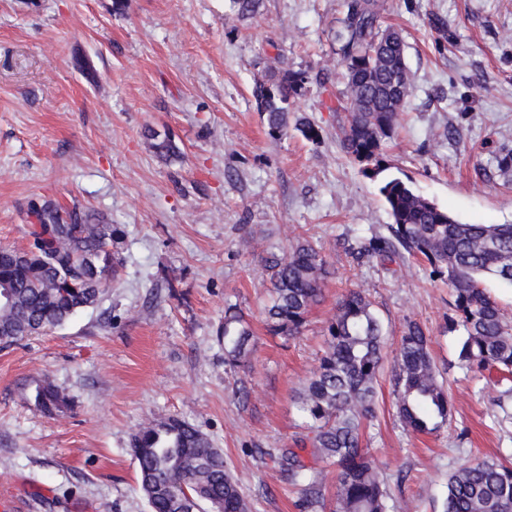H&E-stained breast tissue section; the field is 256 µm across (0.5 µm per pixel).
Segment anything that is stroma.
Instances as JSON below:
<instances>
[{"instance_id": "1", "label": "stroma", "mask_w": 512, "mask_h": 512, "mask_svg": "<svg viewBox=\"0 0 512 512\" xmlns=\"http://www.w3.org/2000/svg\"><path fill=\"white\" fill-rule=\"evenodd\" d=\"M406 41L411 92L384 147L387 175L466 224H512V0H380ZM346 0H0V246L30 242L31 203L90 208L122 231L121 264L99 303L64 326L0 347V494L10 512H148L129 452L170 417L220 448L251 512H299L281 467L300 433L293 397L325 350L337 300L366 289L389 332L363 444L389 512H442L467 460L512 461L497 404L512 382L458 360L447 283L399 253L357 258L388 237L379 178L341 149L346 85L331 37ZM330 74L294 108L319 135L271 137L252 91L283 70ZM179 158H159L150 131ZM307 239L326 259L323 298L302 333L270 335L268 261ZM248 315V366L224 360V309ZM429 336L451 398L447 427L404 429L394 405L398 341ZM48 380L71 406L43 414Z\"/></svg>"}]
</instances>
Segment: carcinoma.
<instances>
[{"label":"carcinoma","mask_w":512,"mask_h":512,"mask_svg":"<svg viewBox=\"0 0 512 512\" xmlns=\"http://www.w3.org/2000/svg\"><path fill=\"white\" fill-rule=\"evenodd\" d=\"M339 45L347 87L348 123L340 145L346 155L375 177L383 171L386 140L399 126L410 95V73L402 36L381 28L379 0H348L347 17L333 32ZM329 76L285 70L256 85L253 96L273 136L288 133L289 107L310 80ZM158 156L176 159L180 151L169 136L151 134ZM392 218L390 238L370 240L356 249L360 257L396 255L402 248L431 267L448 284L455 318L448 330L459 332L461 366L512 374V319L485 287L489 279L512 286V224H464L423 197L399 177L379 186ZM29 251L0 248V288L10 302L0 303V344L12 345L59 327L94 306L120 260L112 242L121 229L99 213L78 206L63 211L46 200L30 208ZM272 298L266 325L274 336L301 333L308 314L323 297L329 275L321 252L299 242L269 262ZM253 330L235 305L224 309L218 342L224 359L248 364ZM429 337L407 323L399 340L394 378L396 413L416 434H433L448 425L452 404L438 381ZM326 349L295 406L306 433L282 457L288 481L298 489L301 512H387L386 482L362 446L364 420L374 414L376 383L384 362L386 332L366 291L349 290L328 322ZM35 403L55 416L67 400L49 381L36 384ZM149 512H249L238 480L224 453L197 427L178 418L150 422L130 442ZM324 463L336 471L335 491L326 500ZM443 512H512V466L474 459L448 475Z\"/></svg>","instance_id":"obj_1"}]
</instances>
